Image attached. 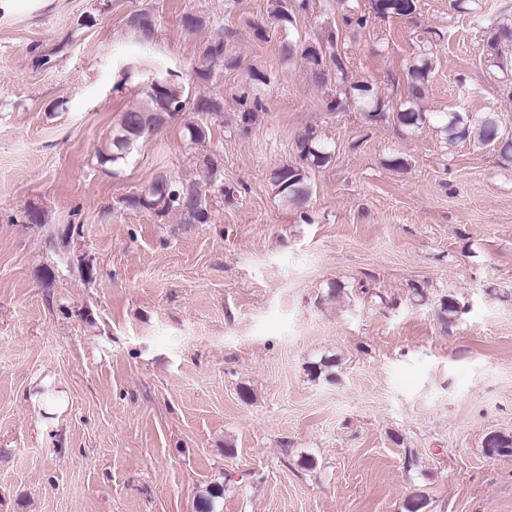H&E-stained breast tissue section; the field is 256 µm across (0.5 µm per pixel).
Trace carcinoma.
<instances>
[{
	"instance_id": "obj_1",
	"label": "carcinoma",
	"mask_w": 512,
	"mask_h": 512,
	"mask_svg": "<svg viewBox=\"0 0 512 512\" xmlns=\"http://www.w3.org/2000/svg\"><path fill=\"white\" fill-rule=\"evenodd\" d=\"M417 2L418 0H373V5L375 13L381 17H409L417 12ZM336 6L342 25H366V17L358 13L357 7L350 4V0H336ZM270 18L284 29L294 26L293 4L290 0H273ZM493 25L495 34L486 43V58L502 69L504 65L501 61L499 43L503 38H512V22L500 19L493 21ZM435 34L437 31L427 30L424 36L418 38V52L407 69V95L395 106L378 96L370 84L348 81L346 56L337 50L338 35H330L329 48L323 54L318 55L306 50L302 57L307 61L312 77L317 83L325 85L332 82L336 85V97L330 101L331 108L337 109L342 101L350 99L368 120L381 121L391 111L403 127L414 131L430 121V117L421 110L419 103L425 96L434 70L432 44ZM141 95V104L122 113L117 126L107 138V144L97 150L95 158L99 165L109 164L114 169L124 165L137 143L154 131L162 113L175 116L188 108L206 115L221 111V103L216 98L190 103L188 95L185 94V87L173 79L171 74L148 82ZM439 122V133L449 145L466 139L480 145L499 142L502 155L512 158V142H500L498 122L491 113H485L472 121L457 112H451L441 117ZM295 150L296 159L274 172L273 183L277 194L285 203L300 209L307 204L312 194L309 171L326 165L332 159V154L311 129L296 134ZM126 203L132 208L152 210L159 215L178 212L186 216L191 224H205L209 219L205 194L201 186L184 183L164 173L158 175L147 190L127 197ZM486 451L490 455L512 453V438L491 435L486 440ZM223 492V486L219 484L210 486L199 497L198 512H220Z\"/></svg>"
}]
</instances>
